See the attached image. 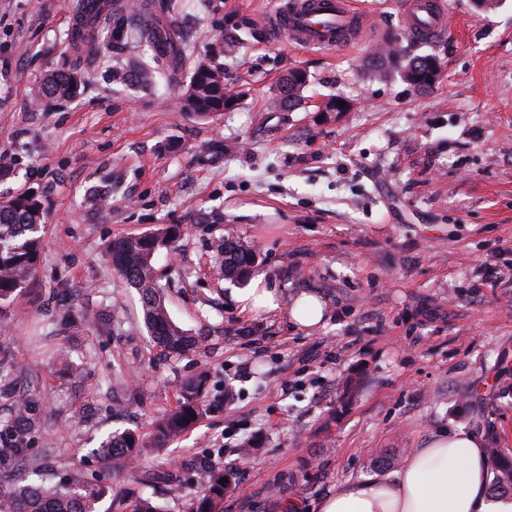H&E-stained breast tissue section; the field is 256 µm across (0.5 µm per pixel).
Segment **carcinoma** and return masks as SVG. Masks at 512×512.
<instances>
[{"label": "carcinoma", "instance_id": "1", "mask_svg": "<svg viewBox=\"0 0 512 512\" xmlns=\"http://www.w3.org/2000/svg\"><path fill=\"white\" fill-rule=\"evenodd\" d=\"M107 5H112V0H80L78 9L82 22L71 33L73 48L78 49L89 42L97 16ZM168 9L165 0H141V3L131 5L130 13L137 22V42L150 55L132 69L112 68L113 84H137L150 88L160 77L172 85L180 84L173 62L188 56L191 48L174 24L166 25L160 20ZM398 43L399 40L394 39L373 51L375 70H385L390 55L398 52ZM83 79V73L75 68L53 70L33 88V96L38 101L71 99ZM307 82L306 72L299 69L288 71L280 81L278 94L269 101V109L291 110L299 106ZM226 97L235 99L232 93L224 94V66L210 59H199L189 83L184 87L181 111L206 119L224 111ZM43 218L42 204L31 196L18 194L0 201L1 319L7 318L11 306L23 293L26 282L37 267L43 242ZM180 234V227L173 225L160 233L116 240L109 250L112 269L140 292L143 320L154 346L173 355L192 349L198 339L170 318L160 294L161 273L153 259L160 249L169 246ZM213 248L218 257L217 274L239 284L245 283L258 260L256 248L233 237L215 241ZM202 386L200 378L191 379L183 385L178 408L159 421L152 442H144L132 432L114 433L96 449L99 459L104 464L121 461L129 469H134L132 463L135 459L158 444L177 437L195 422V417L201 413ZM35 426V414L22 399L18 401L14 416L0 421V441L4 443L0 451L12 457L19 467L30 468L38 476L36 482L23 488L0 478V512H97L101 490L80 484L74 476L70 486L63 491L53 483V474L41 471L38 463L26 457ZM489 452L494 460L493 491L512 495V456L499 448H491ZM224 477L226 473L209 462L199 468L201 490L191 512H223L224 491L228 486V483L221 482Z\"/></svg>", "mask_w": 512, "mask_h": 512}]
</instances>
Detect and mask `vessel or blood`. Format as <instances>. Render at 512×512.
<instances>
[{
    "label": "vessel or blood",
    "instance_id": "b4317fda",
    "mask_svg": "<svg viewBox=\"0 0 512 512\" xmlns=\"http://www.w3.org/2000/svg\"><path fill=\"white\" fill-rule=\"evenodd\" d=\"M405 29L415 39L431 41L447 31L443 0H400ZM369 23L360 0H289L266 24L270 38L287 37L308 48L340 49L359 42Z\"/></svg>",
    "mask_w": 512,
    "mask_h": 512
}]
</instances>
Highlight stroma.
<instances>
[{"instance_id":"1","label":"stroma","mask_w":512,"mask_h":512,"mask_svg":"<svg viewBox=\"0 0 512 512\" xmlns=\"http://www.w3.org/2000/svg\"><path fill=\"white\" fill-rule=\"evenodd\" d=\"M272 2L170 0L194 46L183 75L210 55L240 93L201 120L182 112L179 87L112 84L113 67L144 56L134 22L106 17L99 51L80 54L74 0H0V199L26 192L46 214L0 354L40 418L29 457L105 487L99 512H133L146 496L190 512L204 459L233 475L224 512H318L345 484L389 473L380 456L404 463L449 429L512 454V287L486 276L512 270V0L489 11L445 0L446 38L407 42L440 66L426 91L371 73L379 35L403 29L397 0H371L369 29L341 51L265 40L257 19ZM60 67L91 78L73 99L34 105L32 88ZM294 68L309 75L302 105L269 111ZM336 97L348 110L323 111ZM107 175L101 208L92 191ZM173 224L185 232L156 259L162 293L200 339L177 356L153 346L140 294L107 254ZM224 236L257 245L254 272L278 310H241L214 275ZM303 292L325 303L318 326L290 319ZM201 374L202 416L139 466L176 479L148 487L100 466L104 438L151 440Z\"/></svg>"}]
</instances>
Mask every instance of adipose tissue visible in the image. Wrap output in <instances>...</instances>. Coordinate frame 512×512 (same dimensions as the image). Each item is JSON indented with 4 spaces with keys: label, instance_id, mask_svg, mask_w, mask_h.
Masks as SVG:
<instances>
[{
    "label": "adipose tissue",
    "instance_id": "obj_1",
    "mask_svg": "<svg viewBox=\"0 0 512 512\" xmlns=\"http://www.w3.org/2000/svg\"><path fill=\"white\" fill-rule=\"evenodd\" d=\"M320 512H512V499L491 497L483 444L459 429L416 449L399 471L328 496Z\"/></svg>",
    "mask_w": 512,
    "mask_h": 512
}]
</instances>
